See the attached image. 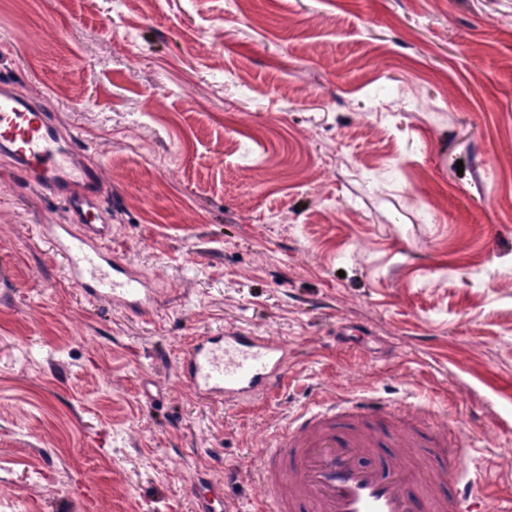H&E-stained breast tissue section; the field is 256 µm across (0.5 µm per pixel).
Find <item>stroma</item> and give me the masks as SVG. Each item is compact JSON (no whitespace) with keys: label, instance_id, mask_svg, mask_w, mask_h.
Listing matches in <instances>:
<instances>
[{"label":"stroma","instance_id":"1","mask_svg":"<svg viewBox=\"0 0 512 512\" xmlns=\"http://www.w3.org/2000/svg\"><path fill=\"white\" fill-rule=\"evenodd\" d=\"M0 0V78L111 189L157 288L87 298L69 213L0 158V512H194L317 398L423 407L512 496V0ZM249 327L290 390L197 398L180 354ZM202 479L203 481L197 483L194 492L195 512H237V510H231L228 507L224 499V487L213 483L209 479Z\"/></svg>","mask_w":512,"mask_h":512}]
</instances>
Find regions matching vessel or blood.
Listing matches in <instances>:
<instances>
[{
    "instance_id": "vessel-or-blood-1",
    "label": "vessel or blood",
    "mask_w": 512,
    "mask_h": 512,
    "mask_svg": "<svg viewBox=\"0 0 512 512\" xmlns=\"http://www.w3.org/2000/svg\"><path fill=\"white\" fill-rule=\"evenodd\" d=\"M76 136L63 131L43 102L19 94L0 79V155L62 203L68 224H47L43 235L68 264L70 280L90 297L122 303L145 315L159 301L138 274L112 250L105 194L97 168L76 160ZM291 354L274 337L248 329L205 336L182 353L180 378L201 397L243 402L288 386ZM425 412L404 415L366 398L318 401L301 408L271 436L254 472L265 492L261 512H472L474 479L460 472L454 488L439 492L449 466L468 450L447 429L427 431ZM394 452L377 460L379 448ZM428 448L433 466L417 472L409 449ZM194 512H226L221 485L198 482Z\"/></svg>"
}]
</instances>
